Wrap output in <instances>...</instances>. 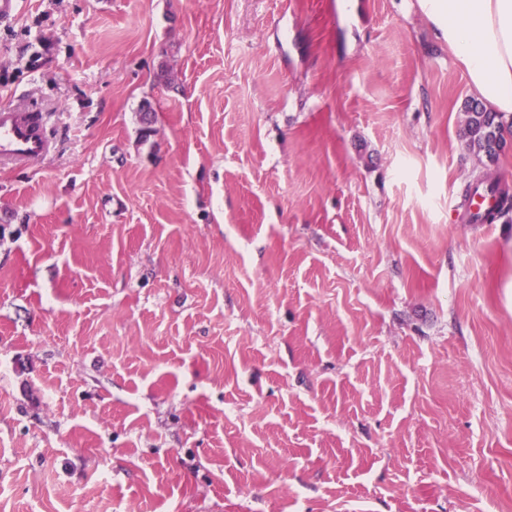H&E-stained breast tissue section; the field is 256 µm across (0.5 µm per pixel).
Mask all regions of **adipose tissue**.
I'll return each instance as SVG.
<instances>
[{
    "instance_id": "adipose-tissue-1",
    "label": "adipose tissue",
    "mask_w": 512,
    "mask_h": 512,
    "mask_svg": "<svg viewBox=\"0 0 512 512\" xmlns=\"http://www.w3.org/2000/svg\"><path fill=\"white\" fill-rule=\"evenodd\" d=\"M470 93L512 123V0H418Z\"/></svg>"
}]
</instances>
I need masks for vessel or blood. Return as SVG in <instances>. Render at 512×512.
Wrapping results in <instances>:
<instances>
[{"mask_svg":"<svg viewBox=\"0 0 512 512\" xmlns=\"http://www.w3.org/2000/svg\"><path fill=\"white\" fill-rule=\"evenodd\" d=\"M52 142L33 112L0 107V169L27 166L44 159Z\"/></svg>","mask_w":512,"mask_h":512,"instance_id":"1","label":"vessel or blood"}]
</instances>
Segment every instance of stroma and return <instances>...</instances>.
Segmentation results:
<instances>
[{
  "label": "stroma",
  "instance_id": "35a3bbf8",
  "mask_svg": "<svg viewBox=\"0 0 512 512\" xmlns=\"http://www.w3.org/2000/svg\"><path fill=\"white\" fill-rule=\"evenodd\" d=\"M416 0H21L0 512H512V188ZM153 132L139 135L143 103ZM52 141L35 112L0 107V169L28 166L44 159ZM487 184V188L494 193V195L498 194V203H497V214L507 213L512 209V201L507 192L501 191L499 189L497 182H477L474 186L469 184L465 190L464 200H466L471 191L477 189L480 185ZM485 189L480 190L471 200L470 210L473 214H483V209L487 208L492 204V198L494 195Z\"/></svg>",
  "mask_w": 512,
  "mask_h": 512
}]
</instances>
